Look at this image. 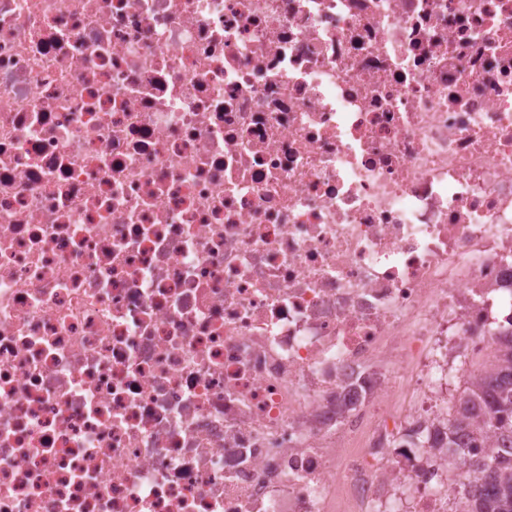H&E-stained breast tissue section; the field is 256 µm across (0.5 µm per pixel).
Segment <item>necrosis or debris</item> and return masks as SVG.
I'll use <instances>...</instances> for the list:
<instances>
[{
    "mask_svg": "<svg viewBox=\"0 0 512 512\" xmlns=\"http://www.w3.org/2000/svg\"><path fill=\"white\" fill-rule=\"evenodd\" d=\"M512 331V0H0V512H449Z\"/></svg>",
    "mask_w": 512,
    "mask_h": 512,
    "instance_id": "4bbe7bcc",
    "label": "necrosis or debris"
}]
</instances>
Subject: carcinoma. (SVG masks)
<instances>
[{
	"mask_svg": "<svg viewBox=\"0 0 512 512\" xmlns=\"http://www.w3.org/2000/svg\"><path fill=\"white\" fill-rule=\"evenodd\" d=\"M448 447L483 450L480 482L460 496L461 512H512V334L498 337L493 355L468 376L448 410Z\"/></svg>",
	"mask_w": 512,
	"mask_h": 512,
	"instance_id": "obj_1",
	"label": "carcinoma"
}]
</instances>
